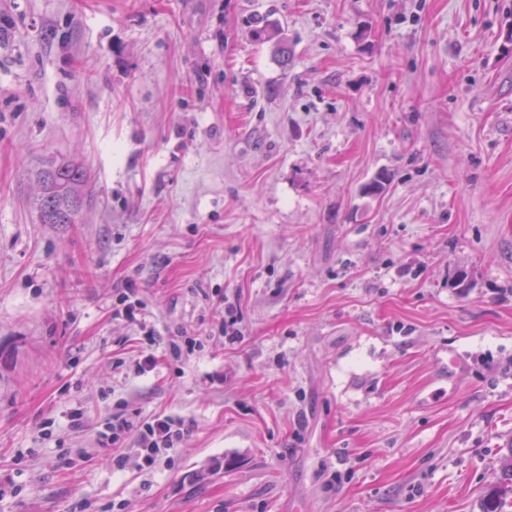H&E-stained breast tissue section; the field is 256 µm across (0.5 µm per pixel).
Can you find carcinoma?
I'll return each mask as SVG.
<instances>
[{
    "mask_svg": "<svg viewBox=\"0 0 512 512\" xmlns=\"http://www.w3.org/2000/svg\"><path fill=\"white\" fill-rule=\"evenodd\" d=\"M39 195L33 209L40 224H78L82 221L87 172L75 159L48 160L33 172Z\"/></svg>",
    "mask_w": 512,
    "mask_h": 512,
    "instance_id": "obj_1",
    "label": "carcinoma"
}]
</instances>
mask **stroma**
I'll return each mask as SVG.
<instances>
[{"label":"stroma","instance_id":"stroma-1","mask_svg":"<svg viewBox=\"0 0 512 512\" xmlns=\"http://www.w3.org/2000/svg\"><path fill=\"white\" fill-rule=\"evenodd\" d=\"M511 454L512 0H0V512H512ZM39 195L33 209L39 224H79L88 183L87 172L75 159L48 160L33 172ZM140 458L142 466L151 469L163 453L174 450V444L180 442L188 426L182 420L176 421L168 416L157 417L142 426Z\"/></svg>","mask_w":512,"mask_h":512}]
</instances>
